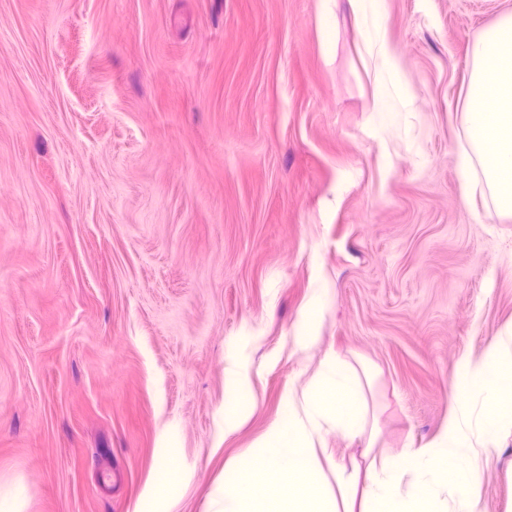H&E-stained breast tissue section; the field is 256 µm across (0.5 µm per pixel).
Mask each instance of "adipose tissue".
<instances>
[{"label": "adipose tissue", "instance_id": "1", "mask_svg": "<svg viewBox=\"0 0 512 512\" xmlns=\"http://www.w3.org/2000/svg\"><path fill=\"white\" fill-rule=\"evenodd\" d=\"M359 21L374 85L372 110L384 117L409 104L405 66L391 43L382 15L383 0H348ZM465 122L469 129L460 153L462 174L480 168L498 210L512 213V13L481 34L473 48ZM457 393L448 418L428 447L398 452L412 466L409 481L386 467H337L322 477L327 449L324 427L348 441L375 445L372 415L359 367L343 358L326 360L302 386L284 396L285 415L225 473L214 512H483L476 473H456L448 463L459 449L476 463L499 452L501 426L512 421V398L484 394L483 385L500 379L512 390V330L490 342L480 357L455 364ZM291 465L281 470L278 461Z\"/></svg>", "mask_w": 512, "mask_h": 512}]
</instances>
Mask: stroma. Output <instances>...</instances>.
Masks as SVG:
<instances>
[{
  "label": "stroma",
  "mask_w": 512,
  "mask_h": 512,
  "mask_svg": "<svg viewBox=\"0 0 512 512\" xmlns=\"http://www.w3.org/2000/svg\"><path fill=\"white\" fill-rule=\"evenodd\" d=\"M331 9L325 43L319 0H0V485L25 512H211L334 354L373 370L379 430L366 455L324 428L334 461L404 470L455 362L512 329V214L458 165L473 47L512 0H387L414 104L377 140L361 28ZM478 473L512 512V434ZM321 304L318 298H315L309 304V307L306 310L304 319L300 324V328L298 334L295 336V340L297 345L306 349L312 345L314 340V333L316 329V322L319 316ZM182 482V476L169 467H164L156 483L152 487V494L161 500L170 499Z\"/></svg>",
  "instance_id": "stroma-1"
}]
</instances>
